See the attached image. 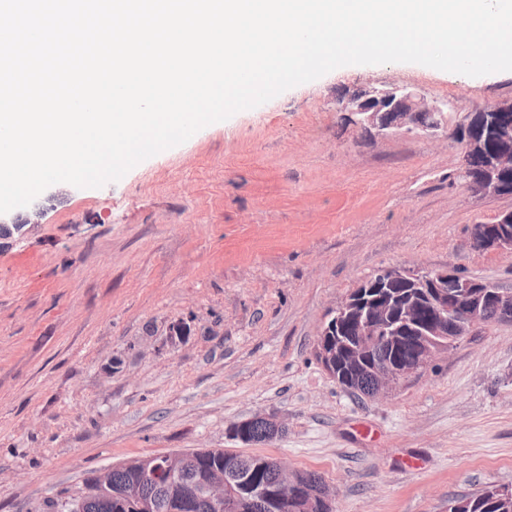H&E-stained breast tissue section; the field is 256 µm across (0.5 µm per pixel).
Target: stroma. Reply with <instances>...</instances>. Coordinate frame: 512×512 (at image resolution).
Returning a JSON list of instances; mask_svg holds the SVG:
<instances>
[{
	"label": "stroma",
	"mask_w": 512,
	"mask_h": 512,
	"mask_svg": "<svg viewBox=\"0 0 512 512\" xmlns=\"http://www.w3.org/2000/svg\"><path fill=\"white\" fill-rule=\"evenodd\" d=\"M381 85L448 104L449 132L384 138L336 102ZM512 98V71L349 65L201 129L100 188L66 183L0 249V512H53L95 471L249 450L335 488V512H448L512 489V323L475 328L384 398H358L316 345L386 266L455 267L512 290V252L471 230L512 208L458 175L451 130ZM256 420L262 421L266 424V426L268 427L269 437L272 440L276 437L281 436L284 432V426L277 416L273 414H256L252 417L231 424L229 427V434L234 435L237 432L246 431L249 424Z\"/></svg>",
	"instance_id": "obj_1"
}]
</instances>
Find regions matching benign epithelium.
<instances>
[{"label": "benign epithelium", "mask_w": 512, "mask_h": 512, "mask_svg": "<svg viewBox=\"0 0 512 512\" xmlns=\"http://www.w3.org/2000/svg\"><path fill=\"white\" fill-rule=\"evenodd\" d=\"M341 110L349 113L357 125L370 128L376 135H388L397 131L434 134L448 127V103L430 102L419 91L407 87L361 89L350 94ZM436 115L430 124L421 121V115ZM512 99L502 100L478 114L474 136H469V125L456 130L462 138L464 151L482 150L485 143H494L487 155L482 174L464 181L475 195L484 197L512 196L508 180L512 178ZM502 228L485 238L481 246L485 249L509 250L512 252V209L498 215ZM0 228H10L22 240L33 225L19 224L17 218L0 214ZM457 278L455 268L437 272H410L396 267L381 269L377 276L363 281L355 292L349 294L331 313L318 337V355L323 366L336 368V362L345 353L340 333L345 320L354 314L360 335L350 345L352 357L360 359L369 354L378 344L397 345L407 336L418 342L417 353L404 366L397 368L387 361L374 364L370 370L372 388L370 397L385 396L409 376L426 368L433 358L448 349V324H453L457 336L484 324L485 302L494 301L498 306H512V291L501 290L496 285L476 278H458L461 297L467 299L463 311H458L459 302L448 298V279ZM401 285L425 288L430 291L429 303L433 316L425 323L417 320L419 307L410 301L401 306L399 320L392 321L393 298L386 293ZM262 421L268 427L269 437L274 439L284 432V426L273 414H256L230 425L229 434L247 430L253 421ZM208 449L175 451L159 458L155 456L134 457L122 461L117 467L128 470L143 481L161 484L170 489L183 505L196 498L206 499L216 512H241L242 504L249 499L263 497V493L248 484L250 462L243 458L206 470L201 476L188 478L192 464L208 455ZM277 473L275 493L268 497L277 512H288L296 506L298 512H320L322 505H333L336 490L323 483L314 488L304 486L300 472L288 470L281 461L273 460ZM110 465L98 470L85 483L78 494L62 502L61 512H83L86 502L93 499L112 498V470Z\"/></svg>", "instance_id": "benign-epithelium-1"}]
</instances>
